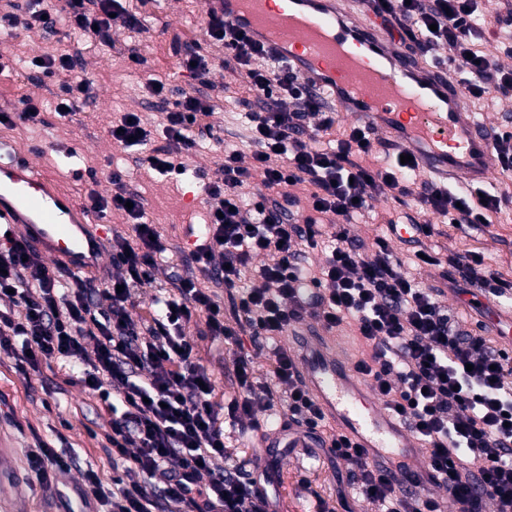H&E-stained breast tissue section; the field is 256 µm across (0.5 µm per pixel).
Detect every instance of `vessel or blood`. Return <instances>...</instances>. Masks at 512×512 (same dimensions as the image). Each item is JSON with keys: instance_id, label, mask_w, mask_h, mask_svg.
I'll use <instances>...</instances> for the list:
<instances>
[{"instance_id": "1", "label": "vessel or blood", "mask_w": 512, "mask_h": 512, "mask_svg": "<svg viewBox=\"0 0 512 512\" xmlns=\"http://www.w3.org/2000/svg\"><path fill=\"white\" fill-rule=\"evenodd\" d=\"M224 18L272 55L286 59L316 92L331 91L337 106L360 112L366 125L392 145L415 152L420 169L436 180L483 181L494 160L486 123L465 108L459 86L421 66L378 35L371 18L347 23L335 0H224ZM96 218L48 177L15 158L0 143V223L61 270L87 274L101 256ZM491 318L501 343L512 345V308ZM305 383L330 418L363 448L397 453L418 467L416 440L393 412L368 399L353 363L328 353L316 340L297 342ZM291 443L283 429L266 438L265 485L280 481L277 462Z\"/></svg>"}]
</instances>
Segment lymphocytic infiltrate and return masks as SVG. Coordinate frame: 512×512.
<instances>
[{"mask_svg":"<svg viewBox=\"0 0 512 512\" xmlns=\"http://www.w3.org/2000/svg\"><path fill=\"white\" fill-rule=\"evenodd\" d=\"M389 33L406 48L446 69L465 96H495L512 110V69L486 53L488 30L512 27V8L495 0H367ZM63 25L91 46H112V29L141 30L121 0H6L0 31L14 34ZM206 36L224 49L226 69L245 71L260 108L245 109L251 165L225 148L204 183L208 211L192 252L199 273L177 277L170 292L153 296L147 314L134 316L142 289L155 280L168 245L145 220L144 199L122 172L110 174L111 190H89L86 209L124 214L130 231L113 236L111 269L103 282L50 270L25 241L0 245V354L49 369L68 385L83 387L112 413L110 429L90 431L112 461L111 475L94 468L81 474L77 493L93 512H274L258 478L241 477L230 465L224 421L259 428V416L275 413L298 427V441H312L331 459L346 462L352 488L375 512H445L443 499L409 496L370 449L328 429L325 415L300 376L294 356L280 346L303 321L330 332L354 333L361 354L355 369L386 409L420 443L423 471L447 490L455 512H512V355L491 339L464 330L457 317L405 269L388 238L353 244L348 226L379 195L413 198L421 208L461 224H486L505 197L482 191L453 192L444 185L416 190L409 172L416 161L378 155L369 128L333 137L336 114L321 95L299 81L286 60L239 34L223 11H205ZM448 46V60L437 50ZM69 53H47L30 68L53 81L61 121L74 122L91 84L75 77ZM163 105L161 139L153 141L138 113L120 116L108 129L137 166L160 175H183L213 133V97L147 84ZM259 180L251 197L243 189ZM310 189L297 219H278L291 188ZM324 248L319 268L307 261ZM466 284L496 299L512 283L487 271L480 255L456 259ZM228 291L221 301L213 284ZM233 323H226L225 313ZM204 322L206 336L239 346L234 375L239 394L224 401L201 364L189 334ZM274 341L270 369L257 376L245 339ZM40 488L69 470L73 456L43 439L26 454Z\"/></svg>","mask_w":512,"mask_h":512,"instance_id":"lymphocytic-infiltrate-1","label":"lymphocytic infiltrate"}]
</instances>
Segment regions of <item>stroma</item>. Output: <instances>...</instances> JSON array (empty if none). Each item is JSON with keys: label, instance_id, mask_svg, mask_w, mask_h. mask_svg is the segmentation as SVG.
Returning a JSON list of instances; mask_svg holds the SVG:
<instances>
[{"label": "stroma", "instance_id": "1", "mask_svg": "<svg viewBox=\"0 0 512 512\" xmlns=\"http://www.w3.org/2000/svg\"><path fill=\"white\" fill-rule=\"evenodd\" d=\"M205 0H129L128 8L144 23L146 30L135 33L119 28L112 38L115 51L87 48L76 32L60 28L51 33L41 30L22 32L10 37L4 56L28 60L34 56L68 50L77 55L76 75L90 80L93 96L85 105L78 122L61 123L54 114V86L49 79H23L15 70L0 72V111L10 112L24 98H32L45 108L46 123L32 127L19 122L15 126L0 125V141L13 144L42 173L53 176L75 199H82L88 184L76 180V170L95 169L99 191L110 187L109 175L122 171L131 188L145 200L146 218L158 225L176 252L173 264H165L156 273V280L144 288L140 299L150 302L158 290L169 288L173 276L191 269V253L207 213V196L203 182L193 175L180 180L159 176L155 172L134 166L120 146L113 144L107 133L113 120L125 112L141 113L149 129H156L160 107L145 89L148 81L161 80L175 89H192L195 82L179 66V53L195 43L205 42L202 18ZM137 43L145 58L144 64L129 62L120 54L121 46ZM213 69L210 79L215 86L229 85L226 96L215 99L212 117L224 129L225 138L233 140L242 152H250L247 132L242 123L240 100L249 98L244 75L225 70L224 51L210 49ZM399 221L398 231H390L389 219ZM429 224L430 234L409 229V220ZM391 235V244L400 257L406 258L423 249L440 256H465L471 253L483 257L487 269L512 282V203L492 216L487 224L449 223L447 217L433 211H420L416 202L406 198L395 200L377 197L368 218L351 224L350 235L372 240L374 236ZM417 277L427 285L442 289V301L452 309L473 335H484L485 324L473 315L469 305L461 303L453 291L456 269L442 270L438 266H422ZM199 355L208 369L216 391L224 399L238 394L233 375V346L211 342L191 326ZM50 370L35 373L20 368L14 359L0 355V442L12 449L15 467L0 482V512H57V499L42 491H30V471L25 450L35 438L55 444L56 448L76 452L79 466L63 473V482L76 484L80 470L93 466L110 470L111 463L100 443L88 437L90 425L108 427L111 416L97 408L91 395L77 385L54 387ZM276 417L261 418L259 430H239L225 425L227 444L232 462L242 476L248 477L265 464L264 437ZM280 485L276 491L278 512H316L318 499L333 502L336 512H366L368 504L349 494L350 469L346 463L331 461L320 449L302 450L284 456L279 464Z\"/></svg>", "mask_w": 512, "mask_h": 512}]
</instances>
